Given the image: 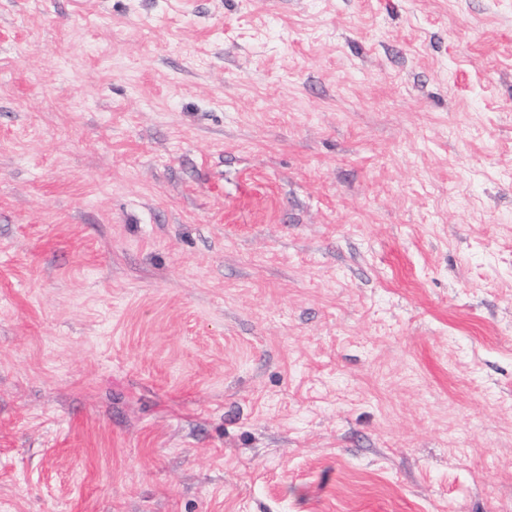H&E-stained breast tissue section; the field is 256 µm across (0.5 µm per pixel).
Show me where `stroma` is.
Returning <instances> with one entry per match:
<instances>
[{
  "instance_id": "35a3bbf8",
  "label": "stroma",
  "mask_w": 512,
  "mask_h": 512,
  "mask_svg": "<svg viewBox=\"0 0 512 512\" xmlns=\"http://www.w3.org/2000/svg\"><path fill=\"white\" fill-rule=\"evenodd\" d=\"M0 512H512V0H0Z\"/></svg>"
}]
</instances>
